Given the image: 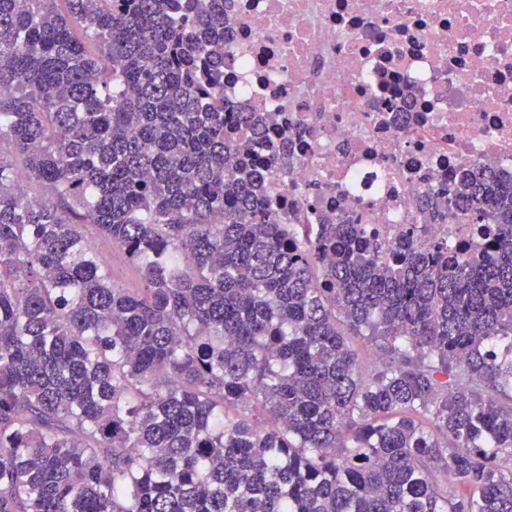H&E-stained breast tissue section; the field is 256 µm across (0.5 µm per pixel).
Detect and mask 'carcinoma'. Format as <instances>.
Here are the masks:
<instances>
[{
	"label": "carcinoma",
	"instance_id": "1",
	"mask_svg": "<svg viewBox=\"0 0 512 512\" xmlns=\"http://www.w3.org/2000/svg\"><path fill=\"white\" fill-rule=\"evenodd\" d=\"M224 24L0 0V512H512V175L459 181L478 255L301 240L226 131ZM92 243L97 252L104 258L111 273L112 280L123 288H137L139 284V272L131 265L125 256L112 247V243L97 235L92 236Z\"/></svg>",
	"mask_w": 512,
	"mask_h": 512
}]
</instances>
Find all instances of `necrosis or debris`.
Wrapping results in <instances>:
<instances>
[{
	"label": "necrosis or debris",
	"instance_id": "obj_1",
	"mask_svg": "<svg viewBox=\"0 0 512 512\" xmlns=\"http://www.w3.org/2000/svg\"><path fill=\"white\" fill-rule=\"evenodd\" d=\"M226 19L224 108L271 116L231 132L280 223L310 241L357 224L386 257L415 224L428 246L485 244L454 191L479 163L512 173V0H227Z\"/></svg>",
	"mask_w": 512,
	"mask_h": 512
}]
</instances>
